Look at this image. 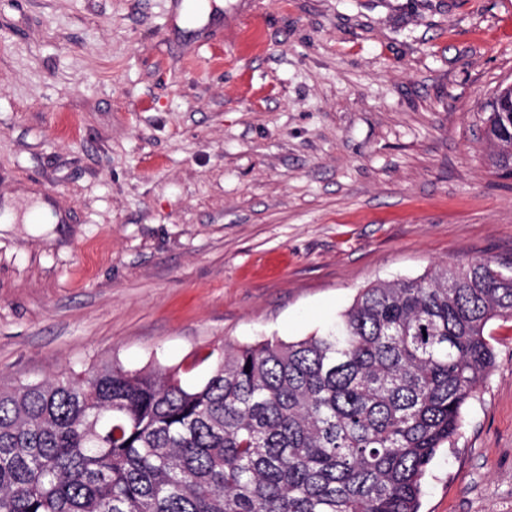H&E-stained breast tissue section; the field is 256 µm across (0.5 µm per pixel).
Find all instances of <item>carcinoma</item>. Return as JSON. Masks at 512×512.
Segmentation results:
<instances>
[{"label":"carcinoma","instance_id":"obj_1","mask_svg":"<svg viewBox=\"0 0 512 512\" xmlns=\"http://www.w3.org/2000/svg\"><path fill=\"white\" fill-rule=\"evenodd\" d=\"M489 104L512 178V112ZM512 322L490 259L378 281L321 334L224 345L179 368L116 364L0 389V512H420L437 452Z\"/></svg>","mask_w":512,"mask_h":512}]
</instances>
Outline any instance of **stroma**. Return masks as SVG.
Here are the masks:
<instances>
[{"instance_id":"stroma-1","label":"stroma","mask_w":512,"mask_h":512,"mask_svg":"<svg viewBox=\"0 0 512 512\" xmlns=\"http://www.w3.org/2000/svg\"><path fill=\"white\" fill-rule=\"evenodd\" d=\"M0 0V386L321 332L373 282L512 265L483 104L512 0ZM65 217L27 224L30 196ZM420 512H512V323Z\"/></svg>"}]
</instances>
